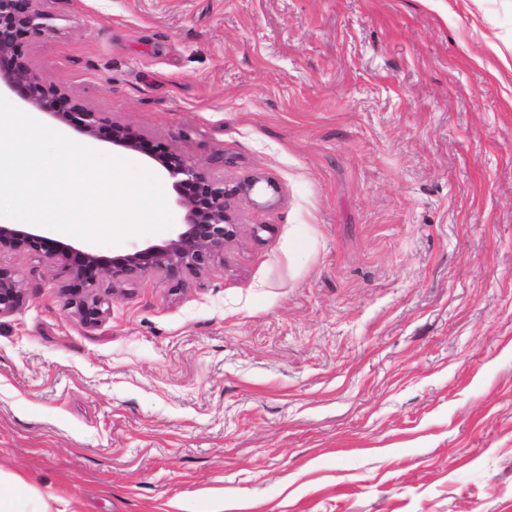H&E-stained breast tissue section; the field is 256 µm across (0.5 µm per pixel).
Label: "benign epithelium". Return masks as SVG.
Instances as JSON below:
<instances>
[{
  "label": "benign epithelium",
  "instance_id": "1",
  "mask_svg": "<svg viewBox=\"0 0 512 512\" xmlns=\"http://www.w3.org/2000/svg\"><path fill=\"white\" fill-rule=\"evenodd\" d=\"M38 2L0 0V87L59 117L85 136L107 139L115 146L155 159L174 179L176 202L186 210L185 223L167 240L112 257L25 230L19 224L0 225V252L42 256L63 277L60 290L65 305L80 322L93 326L105 313L107 300L98 293L105 281L116 291L161 276L172 288L179 289L185 286L187 277L209 270L224 255V245L239 232L240 225L233 222L228 211L229 201L250 195L263 178L255 176L233 184L218 180L171 151L165 143L150 140L129 125L67 101L56 87L32 72L24 57L26 40L50 32ZM26 295L18 271L0 265V318L17 311Z\"/></svg>",
  "mask_w": 512,
  "mask_h": 512
}]
</instances>
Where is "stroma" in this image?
<instances>
[{"mask_svg":"<svg viewBox=\"0 0 512 512\" xmlns=\"http://www.w3.org/2000/svg\"><path fill=\"white\" fill-rule=\"evenodd\" d=\"M40 7L46 84L262 182L211 270L95 326L0 253V473L78 512H512V0ZM26 290L18 271L0 264V319L13 314L24 304Z\"/></svg>","mask_w":512,"mask_h":512,"instance_id":"35a3bbf8","label":"stroma"}]
</instances>
